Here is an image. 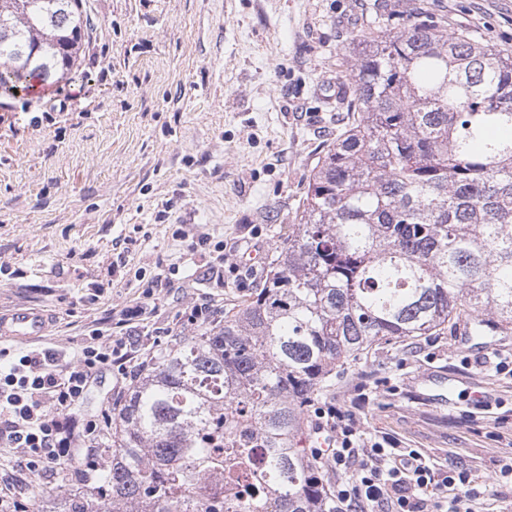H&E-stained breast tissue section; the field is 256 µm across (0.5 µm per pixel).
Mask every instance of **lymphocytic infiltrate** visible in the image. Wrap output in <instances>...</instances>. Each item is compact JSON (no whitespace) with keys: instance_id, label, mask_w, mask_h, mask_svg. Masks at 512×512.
Wrapping results in <instances>:
<instances>
[{"instance_id":"lymphocytic-infiltrate-1","label":"lymphocytic infiltrate","mask_w":512,"mask_h":512,"mask_svg":"<svg viewBox=\"0 0 512 512\" xmlns=\"http://www.w3.org/2000/svg\"><path fill=\"white\" fill-rule=\"evenodd\" d=\"M143 313L138 306L118 320L116 340L98 331L69 354L38 347L14 353L0 371V449L12 455L16 471L54 483L61 461L84 456L82 481L95 480L107 463L100 448L107 427L95 419L77 426L67 414L83 399L94 371L114 366L126 373L123 339L137 335L134 320ZM367 401L358 388L348 401L314 411L321 446L313 454L336 475L338 512H376L382 505L387 512H474L473 503L488 495V487L457 466L429 464L416 450L369 442L356 419Z\"/></svg>"}]
</instances>
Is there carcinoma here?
Masks as SVG:
<instances>
[{"label": "carcinoma", "instance_id": "obj_1", "mask_svg": "<svg viewBox=\"0 0 512 512\" xmlns=\"http://www.w3.org/2000/svg\"><path fill=\"white\" fill-rule=\"evenodd\" d=\"M76 0H0V91L64 78ZM357 117L311 174L264 287L160 348L112 407L94 483L34 512H337L306 416L373 346L512 329V54L426 6L354 35Z\"/></svg>", "mask_w": 512, "mask_h": 512}]
</instances>
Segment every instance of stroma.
Wrapping results in <instances>:
<instances>
[{
  "instance_id": "1",
  "label": "stroma",
  "mask_w": 512,
  "mask_h": 512,
  "mask_svg": "<svg viewBox=\"0 0 512 512\" xmlns=\"http://www.w3.org/2000/svg\"><path fill=\"white\" fill-rule=\"evenodd\" d=\"M86 19L68 80L0 93V309L42 308V347L79 348L106 318L149 313L165 345L190 336L193 306L252 297L287 238L311 172L348 123L353 32L374 0H80ZM425 3L449 32L512 53V0ZM209 245H199L201 235ZM247 280L206 278L215 242ZM512 333L383 344L336 377L325 400L365 385L358 422L451 463L512 512ZM445 377L439 402L429 377ZM130 382L98 372L81 411L110 412Z\"/></svg>"
}]
</instances>
